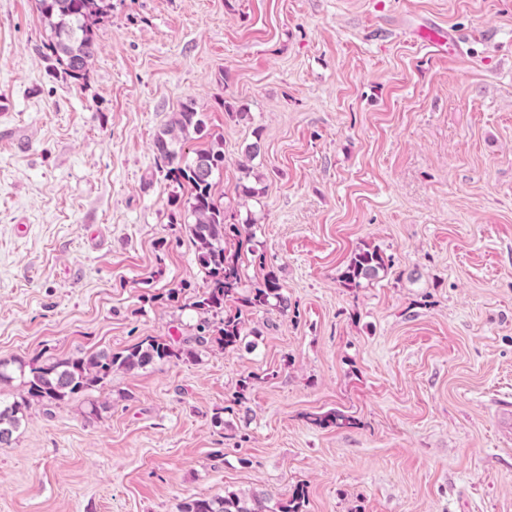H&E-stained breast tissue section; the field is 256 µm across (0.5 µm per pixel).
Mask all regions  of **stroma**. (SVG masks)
<instances>
[{"label": "stroma", "instance_id": "35a3bbf8", "mask_svg": "<svg viewBox=\"0 0 512 512\" xmlns=\"http://www.w3.org/2000/svg\"><path fill=\"white\" fill-rule=\"evenodd\" d=\"M45 38L32 0H0V357L194 336L187 191L153 152L185 102L224 138L226 223L251 224L243 288L275 269L290 308L237 348L113 373L98 418L32 405L0 445V512L299 484L304 512H512V0H112L80 88ZM365 245L387 270L340 286ZM330 410L353 426L312 424ZM419 36L441 47L445 52H448V56H454L458 51L459 38L453 32L448 31L446 33L435 28L425 27L420 30Z\"/></svg>", "mask_w": 512, "mask_h": 512}]
</instances>
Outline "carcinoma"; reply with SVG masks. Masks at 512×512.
I'll return each instance as SVG.
<instances>
[{
	"mask_svg": "<svg viewBox=\"0 0 512 512\" xmlns=\"http://www.w3.org/2000/svg\"><path fill=\"white\" fill-rule=\"evenodd\" d=\"M33 7L47 32V41L42 45L44 58L54 71L83 86L99 50V26L112 14V0H33ZM193 134L208 138L209 143L186 160L180 144ZM153 150L164 177L189 193L184 202L171 197L170 206L178 208L184 203L193 217L188 235L203 273L201 292L193 302L197 314L193 341L200 347L215 343L224 350L235 349L247 334H259V330L247 327L245 316L249 312L274 307L286 314L290 304L273 269L249 294L240 295L239 251H232L225 244L249 236L250 225L225 223L224 208L215 197L214 176L224 168V138L207 132L199 112L192 104L184 103L157 134ZM386 268L381 250L367 246L353 253L338 281L345 288H358L376 279ZM196 359L193 348L162 336H146L120 351L100 350L43 365L0 359V384L12 382L16 372L22 378L19 396L11 401L0 400V444L12 440L34 404L49 412L77 397L91 396L112 380L114 372ZM314 423L323 428L342 427L351 424V420L333 411L315 418ZM306 497L305 486L298 484L288 497L276 501L263 490L249 494L226 491L211 498H183L176 508L177 512H302Z\"/></svg>",
	"mask_w": 512,
	"mask_h": 512,
	"instance_id": "obj_1",
	"label": "carcinoma"
}]
</instances>
